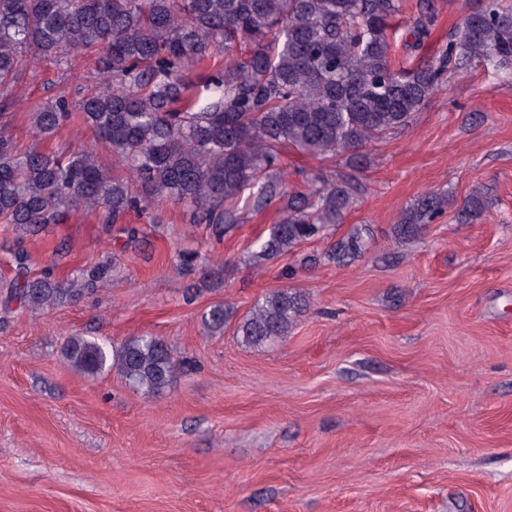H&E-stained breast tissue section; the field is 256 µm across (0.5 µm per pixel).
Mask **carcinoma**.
Returning a JSON list of instances; mask_svg holds the SVG:
<instances>
[{
    "mask_svg": "<svg viewBox=\"0 0 512 512\" xmlns=\"http://www.w3.org/2000/svg\"><path fill=\"white\" fill-rule=\"evenodd\" d=\"M399 0H0V88L10 85L27 54L58 65L82 50L106 46L103 86L75 108L60 101L32 112L35 133L48 137L79 119L96 143L118 156L125 172L104 169L82 147L61 159L20 151L0 134V223L30 228L60 224L82 208L103 224H119L134 210L169 199L192 208V223L227 233L245 211L282 201L277 224L256 257L273 259L342 223L364 192L344 171L319 172L308 192L288 191L282 156L293 148L320 160L359 149L408 125L444 75L472 62L512 67V4L479 0L453 31L440 58L413 70L391 65V20ZM436 19L421 0L408 29L421 46ZM251 46L237 58L238 42ZM224 55L204 94L181 101L184 73ZM444 200L422 195L397 224V235H418L443 213ZM362 230L340 239L328 258L344 263L364 250ZM111 267L81 273L94 292ZM76 289L19 272L11 296L35 306L71 300ZM308 306L305 295L271 291L238 322L242 342L261 346L288 337ZM205 324L221 330L223 304L210 306ZM64 361L94 376L116 369L147 394L170 383L177 360L156 336L119 347L68 337Z\"/></svg>",
    "mask_w": 512,
    "mask_h": 512,
    "instance_id": "obj_1",
    "label": "carcinoma"
}]
</instances>
